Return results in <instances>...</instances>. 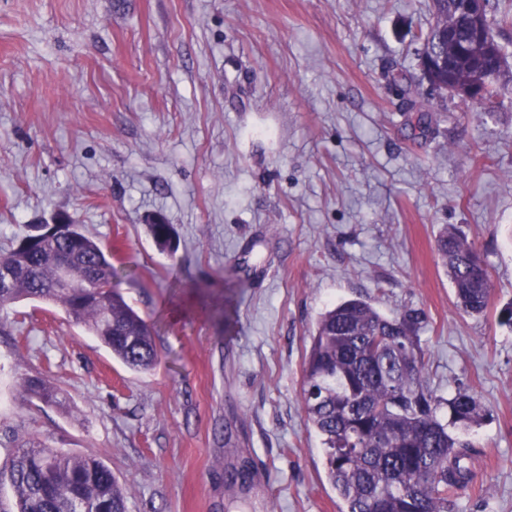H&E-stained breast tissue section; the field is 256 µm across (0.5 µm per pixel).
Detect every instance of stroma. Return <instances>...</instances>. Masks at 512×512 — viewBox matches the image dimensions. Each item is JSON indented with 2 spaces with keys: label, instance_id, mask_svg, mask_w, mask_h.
Listing matches in <instances>:
<instances>
[{
  "label": "stroma",
  "instance_id": "1",
  "mask_svg": "<svg viewBox=\"0 0 512 512\" xmlns=\"http://www.w3.org/2000/svg\"><path fill=\"white\" fill-rule=\"evenodd\" d=\"M433 21L431 0H0V251L67 215L131 272L159 355L130 370L20 301L0 312V434L94 452L128 512H339L301 377L320 314L362 299L423 311L425 381L486 411L453 512H512V95L430 91ZM448 224L486 256L485 316L454 304ZM37 373L69 413L23 401Z\"/></svg>",
  "mask_w": 512,
  "mask_h": 512
}]
</instances>
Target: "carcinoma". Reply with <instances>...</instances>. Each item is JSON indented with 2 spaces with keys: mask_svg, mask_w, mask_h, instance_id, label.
Returning <instances> with one entry per match:
<instances>
[{
  "mask_svg": "<svg viewBox=\"0 0 512 512\" xmlns=\"http://www.w3.org/2000/svg\"><path fill=\"white\" fill-rule=\"evenodd\" d=\"M487 4V29L512 24V13ZM440 16L419 35L423 52L452 24L455 43L471 42L464 15L450 13L453 0L437 2ZM505 71L485 73L487 98L508 90ZM155 242L173 248L169 224H148ZM437 251L454 288L455 304L473 316L486 314L493 291L490 267L461 227L450 224L437 238ZM70 256L71 286L58 284V257ZM0 311L21 299L61 306L74 322L112 351L129 369L148 372L158 356L148 322L124 299L112 254L79 232L43 237L27 251L0 253ZM421 312L386 316L361 299L339 302L319 318L304 363L301 397L308 423L322 438L327 477L344 507L340 512H448L458 492L472 485L476 451L457 429L480 424L483 410L467 389L447 398L424 382L425 362L418 333ZM26 400L65 408L46 376L22 378ZM10 462L0 469V486L13 491L0 512H127V497L112 468L96 454L75 455L29 438L3 444Z\"/></svg>",
  "mask_w": 512,
  "mask_h": 512,
  "instance_id": "carcinoma-1",
  "label": "carcinoma"
}]
</instances>
